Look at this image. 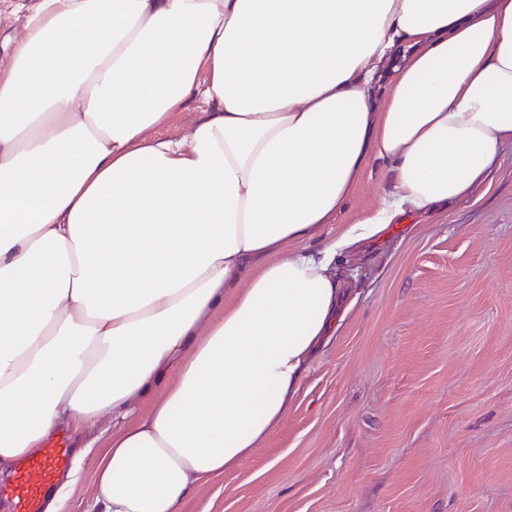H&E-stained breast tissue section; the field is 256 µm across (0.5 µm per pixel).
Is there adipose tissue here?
<instances>
[{
    "label": "adipose tissue",
    "instance_id": "adipose-tissue-1",
    "mask_svg": "<svg viewBox=\"0 0 512 512\" xmlns=\"http://www.w3.org/2000/svg\"><path fill=\"white\" fill-rule=\"evenodd\" d=\"M0 58V476L148 416L99 512H181L348 314L336 257L512 144V0H15ZM176 137L153 136L193 100ZM391 190L323 236L372 160Z\"/></svg>",
    "mask_w": 512,
    "mask_h": 512
}]
</instances>
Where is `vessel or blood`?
<instances>
[{
	"mask_svg": "<svg viewBox=\"0 0 512 512\" xmlns=\"http://www.w3.org/2000/svg\"><path fill=\"white\" fill-rule=\"evenodd\" d=\"M68 448L51 446L41 458L25 464L16 474L8 494L15 512H43V498L58 473L68 467Z\"/></svg>",
	"mask_w": 512,
	"mask_h": 512,
	"instance_id": "1",
	"label": "vessel or blood"
}]
</instances>
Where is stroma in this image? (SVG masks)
Masks as SVG:
<instances>
[{"mask_svg":"<svg viewBox=\"0 0 512 512\" xmlns=\"http://www.w3.org/2000/svg\"><path fill=\"white\" fill-rule=\"evenodd\" d=\"M372 161L326 239L387 187ZM353 302L284 421L181 512H512V146L471 195L337 264ZM92 444L64 512H91Z\"/></svg>","mask_w":512,"mask_h":512,"instance_id":"stroma-1","label":"stroma"}]
</instances>
